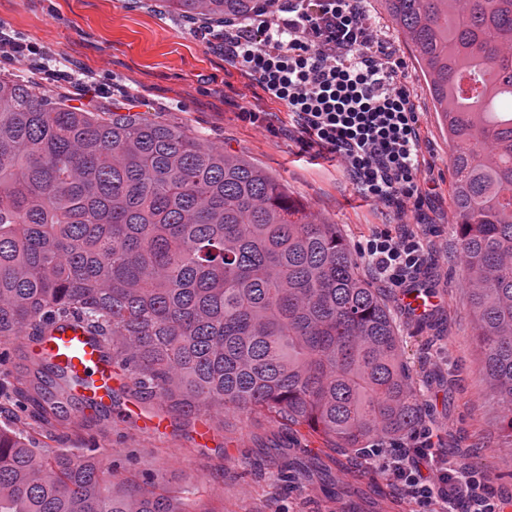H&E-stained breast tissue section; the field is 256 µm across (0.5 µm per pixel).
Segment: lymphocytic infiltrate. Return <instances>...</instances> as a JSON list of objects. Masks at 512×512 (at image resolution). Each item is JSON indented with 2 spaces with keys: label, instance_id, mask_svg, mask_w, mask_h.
<instances>
[{
  "label": "lymphocytic infiltrate",
  "instance_id": "obj_1",
  "mask_svg": "<svg viewBox=\"0 0 512 512\" xmlns=\"http://www.w3.org/2000/svg\"><path fill=\"white\" fill-rule=\"evenodd\" d=\"M202 36L287 111L304 148L339 159L359 190L400 211L417 207L428 189L420 114L403 83V64L371 27L361 0H263L235 31L205 24ZM0 63L19 65L33 84L50 80L77 97L108 99L92 76L51 66L44 46L0 29ZM376 281L410 288L428 267L431 242L406 225L372 235L362 249ZM412 445L378 450L400 497L418 512H504L481 472L450 468L433 432L416 430Z\"/></svg>",
  "mask_w": 512,
  "mask_h": 512
}]
</instances>
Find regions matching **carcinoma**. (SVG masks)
<instances>
[{"mask_svg": "<svg viewBox=\"0 0 512 512\" xmlns=\"http://www.w3.org/2000/svg\"><path fill=\"white\" fill-rule=\"evenodd\" d=\"M189 21L255 0H164ZM448 133L466 299L512 438V0H384ZM480 85L465 93L464 79ZM86 328L141 400L222 425L261 413L320 435L323 467L421 421L402 337L334 224L260 165L120 105L0 76V339ZM0 397V512H223L48 448L70 383L27 356Z\"/></svg>", "mask_w": 512, "mask_h": 512, "instance_id": "1", "label": "carcinoma"}]
</instances>
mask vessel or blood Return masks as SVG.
I'll list each match as a JSON object with an SVG mask.
<instances>
[{
    "label": "vessel or blood",
    "mask_w": 512,
    "mask_h": 512,
    "mask_svg": "<svg viewBox=\"0 0 512 512\" xmlns=\"http://www.w3.org/2000/svg\"><path fill=\"white\" fill-rule=\"evenodd\" d=\"M404 308L417 319L425 318L438 304L437 296L411 289L401 296ZM32 354L50 362L75 380L73 398L83 414L112 407V387L124 371L81 327L69 326L33 344Z\"/></svg>",
    "instance_id": "obj_1"
}]
</instances>
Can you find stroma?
Instances as JSON below:
<instances>
[{
    "instance_id": "35a3bbf8",
    "label": "stroma",
    "mask_w": 512,
    "mask_h": 512,
    "mask_svg": "<svg viewBox=\"0 0 512 512\" xmlns=\"http://www.w3.org/2000/svg\"><path fill=\"white\" fill-rule=\"evenodd\" d=\"M157 0H0V25L44 45L58 60L98 81L135 95V109L189 128L224 150L241 155L278 177L290 194L319 218L335 224L352 253L374 233L409 224L435 249L419 279L442 304L425 322L412 318L400 294L382 289L403 336L404 360L421 391L423 423L437 431L449 462L486 475L501 496H512V439L501 428L502 408L482 372V353L472 310L464 298L451 204L448 136L439 125L421 70L390 21L383 0H362L366 18L381 28L405 62L407 86L421 112L430 189L421 205L399 213L395 203L362 194L331 154L303 150L286 109L232 68L223 52L209 48L194 25L162 14ZM248 107L268 115L267 124L240 116ZM154 404L137 399L130 381L112 395V423L103 431H61L55 445L94 446L114 463L117 478L151 477L178 491L194 486L224 512H359L377 501L385 512L399 498L389 474L373 460L338 457L331 473L311 472L292 484L281 480L284 462L311 464L322 439L278 426L265 416L228 412L223 427L198 434L194 418L165 415L162 429L145 427Z\"/></svg>"
}]
</instances>
